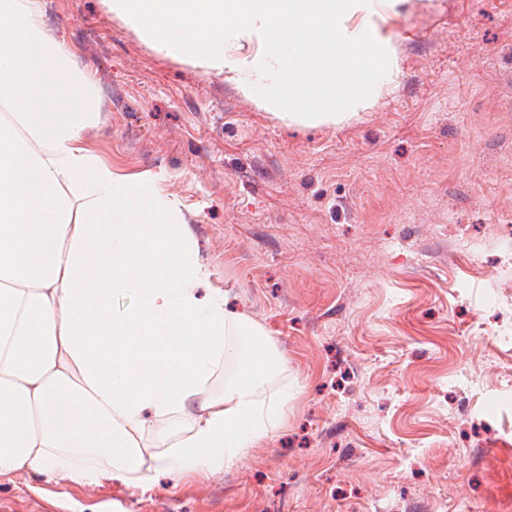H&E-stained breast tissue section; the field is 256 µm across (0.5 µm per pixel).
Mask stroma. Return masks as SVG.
<instances>
[{
    "label": "stroma",
    "instance_id": "35a3bbf8",
    "mask_svg": "<svg viewBox=\"0 0 512 512\" xmlns=\"http://www.w3.org/2000/svg\"><path fill=\"white\" fill-rule=\"evenodd\" d=\"M112 103L84 138L175 202L284 359L280 429L204 480L0 479V512H512V0H375L399 73L302 124L158 52L105 0H41ZM461 241L457 265L448 246Z\"/></svg>",
    "mask_w": 512,
    "mask_h": 512
}]
</instances>
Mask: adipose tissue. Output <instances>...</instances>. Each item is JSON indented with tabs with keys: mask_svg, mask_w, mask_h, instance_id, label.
I'll return each mask as SVG.
<instances>
[{
	"mask_svg": "<svg viewBox=\"0 0 512 512\" xmlns=\"http://www.w3.org/2000/svg\"><path fill=\"white\" fill-rule=\"evenodd\" d=\"M0 70V477L145 491L223 469L280 425L260 387L282 357L200 296L211 271L155 185L85 145L98 91L40 0H0Z\"/></svg>",
	"mask_w": 512,
	"mask_h": 512,
	"instance_id": "adipose-tissue-1",
	"label": "adipose tissue"
}]
</instances>
